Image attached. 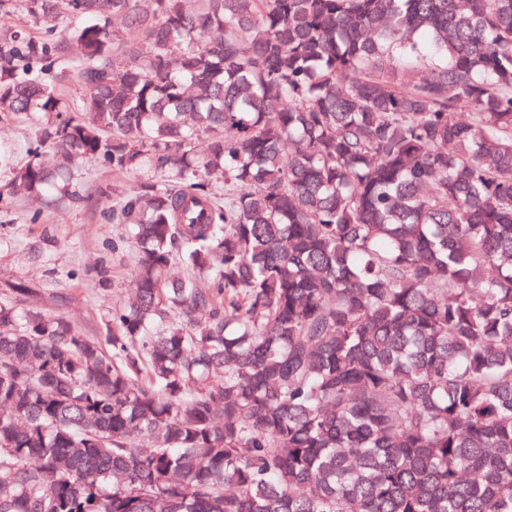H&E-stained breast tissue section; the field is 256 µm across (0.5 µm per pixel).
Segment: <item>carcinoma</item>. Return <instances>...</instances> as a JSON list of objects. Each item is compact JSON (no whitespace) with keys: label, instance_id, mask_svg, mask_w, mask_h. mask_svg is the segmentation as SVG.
Masks as SVG:
<instances>
[{"label":"carcinoma","instance_id":"obj_1","mask_svg":"<svg viewBox=\"0 0 512 512\" xmlns=\"http://www.w3.org/2000/svg\"><path fill=\"white\" fill-rule=\"evenodd\" d=\"M33 112L133 294L0 287V512H512V0H0Z\"/></svg>","mask_w":512,"mask_h":512}]
</instances>
